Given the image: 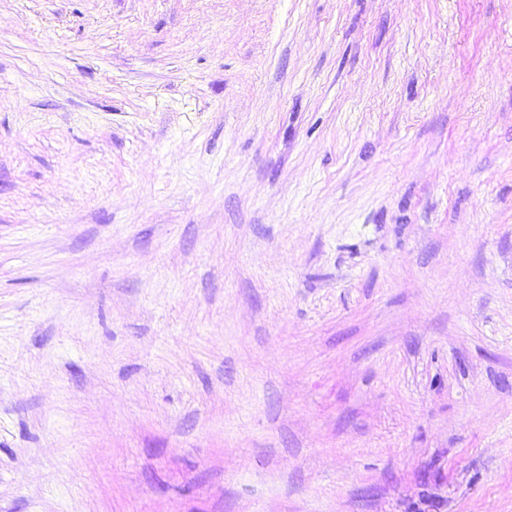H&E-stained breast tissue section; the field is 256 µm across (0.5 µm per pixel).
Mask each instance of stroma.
I'll return each mask as SVG.
<instances>
[{"mask_svg": "<svg viewBox=\"0 0 512 512\" xmlns=\"http://www.w3.org/2000/svg\"><path fill=\"white\" fill-rule=\"evenodd\" d=\"M0 512H512V0H0Z\"/></svg>", "mask_w": 512, "mask_h": 512, "instance_id": "35a3bbf8", "label": "stroma"}]
</instances>
